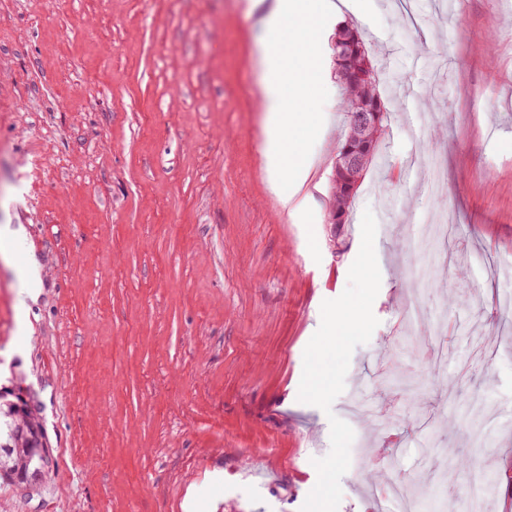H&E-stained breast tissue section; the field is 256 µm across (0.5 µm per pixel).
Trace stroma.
<instances>
[{"instance_id": "1", "label": "stroma", "mask_w": 512, "mask_h": 512, "mask_svg": "<svg viewBox=\"0 0 512 512\" xmlns=\"http://www.w3.org/2000/svg\"><path fill=\"white\" fill-rule=\"evenodd\" d=\"M354 2L344 21L380 50L388 164L334 226L335 33L330 114L286 207L262 153L275 0H0V226L25 229L0 258V387L34 393L53 457L33 494L0 480V512H300L332 414L355 432L337 512H377L383 418L405 480L451 501L491 471L484 512L512 503V431L490 426L512 418V0ZM367 209L379 325L327 414L298 400L303 353ZM31 253L42 282L22 333ZM428 264L426 314L452 333L403 355L430 384L403 393L387 374ZM16 276L19 282L16 306L21 312H26L29 303L37 299V293L29 285L31 282L39 281L41 277V265L35 255H28L25 265L16 269Z\"/></svg>"}]
</instances>
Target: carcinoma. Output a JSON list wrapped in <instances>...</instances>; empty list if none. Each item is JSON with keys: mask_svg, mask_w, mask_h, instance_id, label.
<instances>
[{"mask_svg": "<svg viewBox=\"0 0 512 512\" xmlns=\"http://www.w3.org/2000/svg\"><path fill=\"white\" fill-rule=\"evenodd\" d=\"M349 40L354 49L345 59L342 69L336 71L339 82L343 83V107L350 110H374L379 112L378 125L371 132L363 151L368 155V164L377 159L385 126L389 119L381 103L378 69L366 48L364 34L356 25L344 27L336 34V41ZM356 72L368 75L363 82H356L351 76ZM353 199L343 188L332 186L330 212L348 209ZM45 437V429L38 413H26L17 409L11 398L0 397V448L10 449V453L0 457V478L15 482V473L41 465L39 439Z\"/></svg>", "mask_w": 512, "mask_h": 512, "instance_id": "cac0c4a2", "label": "carcinoma"}]
</instances>
